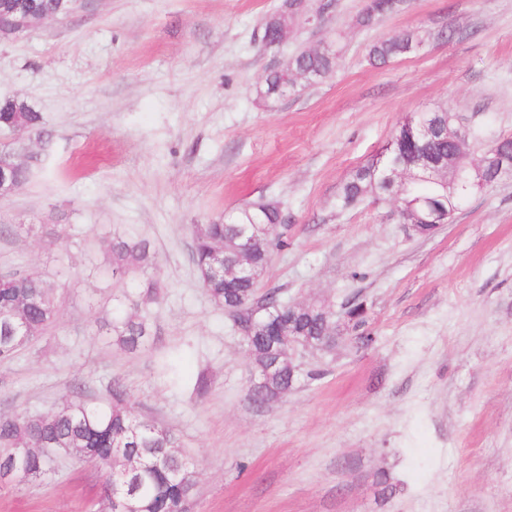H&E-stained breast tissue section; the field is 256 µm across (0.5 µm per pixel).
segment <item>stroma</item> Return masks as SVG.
<instances>
[{
  "instance_id": "stroma-1",
  "label": "stroma",
  "mask_w": 512,
  "mask_h": 512,
  "mask_svg": "<svg viewBox=\"0 0 512 512\" xmlns=\"http://www.w3.org/2000/svg\"><path fill=\"white\" fill-rule=\"evenodd\" d=\"M280 4L89 0L0 42V101L43 116L39 132L0 130V149L42 158L0 197V273L43 272L58 304L0 364V415L49 414L78 384L104 403L121 379L137 413L180 435L192 512H512V179L428 236L388 201L336 207L417 113L448 108L479 145L512 134V0H407L370 29L355 23L363 0H336L319 28L263 48ZM407 30L415 52L368 63L369 43ZM324 46L330 77L260 99L266 70ZM259 199L285 218L261 289L335 313L360 297L375 338L301 354L304 378L261 408L251 356L190 257L197 225ZM115 236L156 257L154 343L135 353L106 334L116 296L138 288L112 279L102 242ZM55 467L0 485V512H84L101 471Z\"/></svg>"
}]
</instances>
